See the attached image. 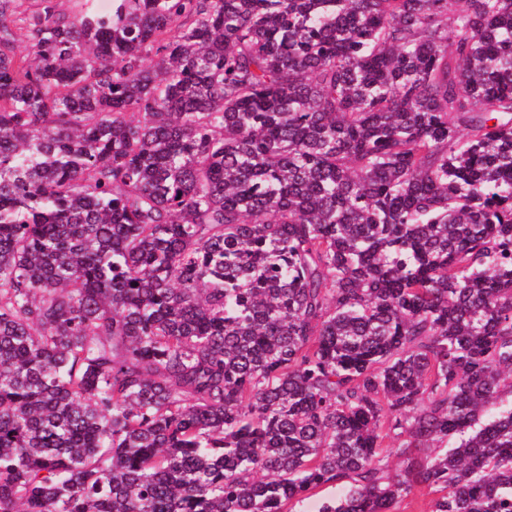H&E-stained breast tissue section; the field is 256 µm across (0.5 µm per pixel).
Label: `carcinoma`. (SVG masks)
<instances>
[{
    "instance_id": "1",
    "label": "carcinoma",
    "mask_w": 512,
    "mask_h": 512,
    "mask_svg": "<svg viewBox=\"0 0 512 512\" xmlns=\"http://www.w3.org/2000/svg\"><path fill=\"white\" fill-rule=\"evenodd\" d=\"M505 390L512 0H0V512H512ZM437 496L426 487H417L410 496L398 504V512H430L432 501Z\"/></svg>"
}]
</instances>
